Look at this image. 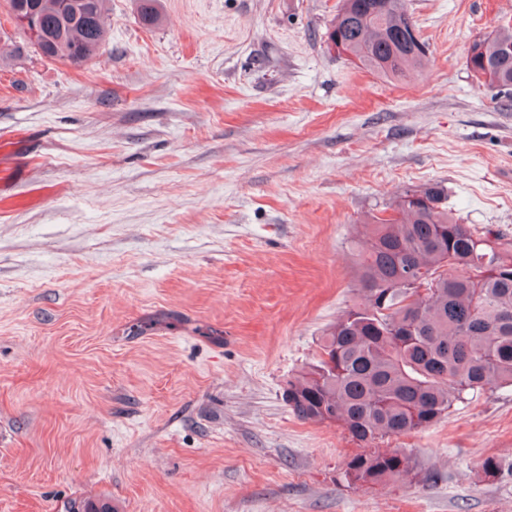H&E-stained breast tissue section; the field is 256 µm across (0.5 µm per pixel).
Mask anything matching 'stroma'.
<instances>
[{
    "label": "stroma",
    "instance_id": "1",
    "mask_svg": "<svg viewBox=\"0 0 512 512\" xmlns=\"http://www.w3.org/2000/svg\"><path fill=\"white\" fill-rule=\"evenodd\" d=\"M336 3L109 0L84 66L0 65V512H512L511 387L389 440L432 483L368 490L284 400L403 189L512 242V94L467 66L512 0H409L407 84L327 50Z\"/></svg>",
    "mask_w": 512,
    "mask_h": 512
}]
</instances>
